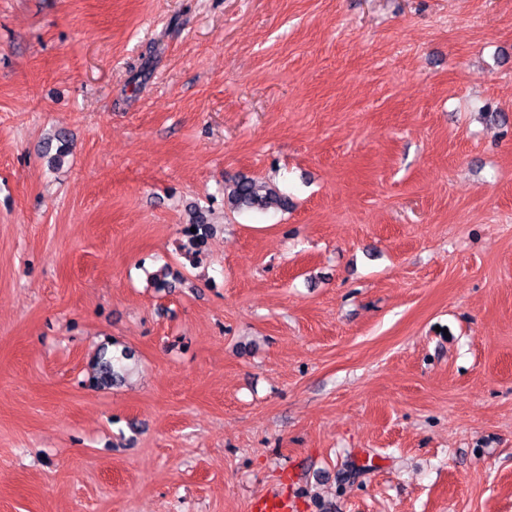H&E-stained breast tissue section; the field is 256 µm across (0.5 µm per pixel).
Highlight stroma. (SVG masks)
Returning a JSON list of instances; mask_svg holds the SVG:
<instances>
[{"label": "stroma", "instance_id": "stroma-1", "mask_svg": "<svg viewBox=\"0 0 512 512\" xmlns=\"http://www.w3.org/2000/svg\"><path fill=\"white\" fill-rule=\"evenodd\" d=\"M278 490L512 512V0H0V512ZM225 199L234 208L262 211L288 209V198L278 188L249 177L235 179ZM191 228L196 229V233L191 232ZM212 224H208L202 215L196 216L195 220L183 227V235L186 243L182 245L185 258L194 261L201 253L209 236L211 235ZM124 371L125 368L121 365L120 358L114 356H112V359L103 358L98 367V377L96 378L97 384L113 386L122 379Z\"/></svg>", "mask_w": 512, "mask_h": 512}]
</instances>
